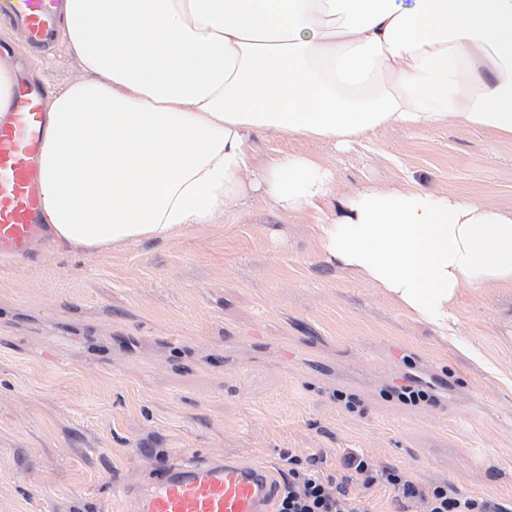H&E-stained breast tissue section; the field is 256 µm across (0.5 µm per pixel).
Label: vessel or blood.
<instances>
[{"mask_svg":"<svg viewBox=\"0 0 512 512\" xmlns=\"http://www.w3.org/2000/svg\"><path fill=\"white\" fill-rule=\"evenodd\" d=\"M60 0H0V11L16 18L29 44L48 42ZM46 123L40 86L16 90L0 116V258L32 257L48 235L41 216L42 138ZM130 512H274L277 484L260 461L217 452L187 456L151 478L121 484Z\"/></svg>","mask_w":512,"mask_h":512,"instance_id":"b4317fda","label":"vessel or blood"}]
</instances>
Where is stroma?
I'll return each instance as SVG.
<instances>
[{
    "label": "stroma",
    "instance_id": "35a3bbf8",
    "mask_svg": "<svg viewBox=\"0 0 512 512\" xmlns=\"http://www.w3.org/2000/svg\"><path fill=\"white\" fill-rule=\"evenodd\" d=\"M0 45L45 88L82 74L64 46L36 50L7 20ZM250 146L258 168L315 156L342 195L404 186L512 209V139L459 120L344 151L289 134ZM316 222L250 190L164 242L0 267V512H122L117 486L183 453H235L282 480L295 449L326 474L346 452L375 454L512 505V287L465 293L443 338L323 261ZM408 372L434 401L391 398Z\"/></svg>",
    "mask_w": 512,
    "mask_h": 512
}]
</instances>
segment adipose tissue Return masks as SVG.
I'll return each instance as SVG.
<instances>
[{
	"instance_id": "obj_1",
	"label": "adipose tissue",
	"mask_w": 512,
	"mask_h": 512,
	"mask_svg": "<svg viewBox=\"0 0 512 512\" xmlns=\"http://www.w3.org/2000/svg\"><path fill=\"white\" fill-rule=\"evenodd\" d=\"M81 77L47 100L44 221L81 252L214 223L246 188L305 214L316 158L252 167V133L346 149L456 118L512 138V0H63ZM324 258L447 328L464 292L512 286V209L410 187L343 197Z\"/></svg>"
}]
</instances>
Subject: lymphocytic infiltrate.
<instances>
[{
    "instance_id": "f902f5d3",
    "label": "lymphocytic infiltrate",
    "mask_w": 512,
    "mask_h": 512,
    "mask_svg": "<svg viewBox=\"0 0 512 512\" xmlns=\"http://www.w3.org/2000/svg\"><path fill=\"white\" fill-rule=\"evenodd\" d=\"M288 463L276 512H375L371 492L380 485L406 501L410 512H505L489 500L444 485H422L375 456L347 453L342 462L345 474L338 482L324 476L317 458L292 452Z\"/></svg>"
}]
</instances>
